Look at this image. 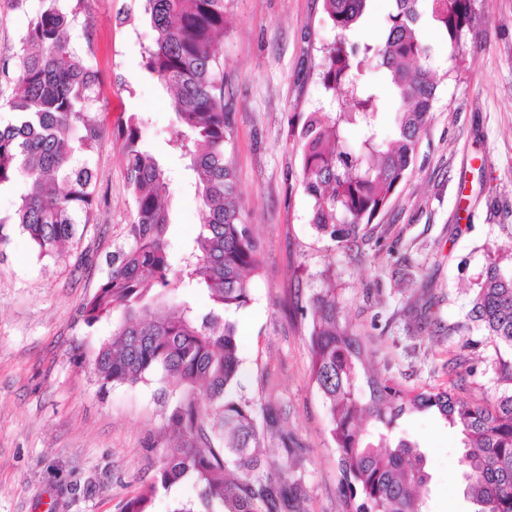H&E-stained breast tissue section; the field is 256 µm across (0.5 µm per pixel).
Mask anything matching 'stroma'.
<instances>
[{
    "instance_id": "1",
    "label": "stroma",
    "mask_w": 512,
    "mask_h": 512,
    "mask_svg": "<svg viewBox=\"0 0 512 512\" xmlns=\"http://www.w3.org/2000/svg\"><path fill=\"white\" fill-rule=\"evenodd\" d=\"M60 4L77 12L74 49L105 79L104 102L89 107L104 122L87 156L96 209L72 242L44 257L11 228L0 259V512H120L161 465L167 417L161 382L154 376L102 386L91 357L112 324L90 327L81 315L107 279L113 251L127 244L134 219L113 136L122 113L148 116L143 144L169 179L171 252L181 253L201 228L186 162L168 146L171 96L141 66L153 36L141 0ZM224 5V102L235 121L230 159L260 261L252 300L236 315L241 384L248 397L285 411L304 512H355L342 488L328 410L310 379L309 325L288 305L293 294L305 298L322 287L323 271L332 270L347 320L370 342L373 369L408 389L445 387L448 361L461 354L475 367L465 396H490L493 347H465L464 336L455 334L410 338L401 310L414 287L424 285L443 323L462 320L489 257L512 255V0H474L473 28L455 61L440 32L423 29L446 78L406 178L356 253L310 224L290 137L322 99L310 59L336 32L320 0ZM39 6V0H0V51L19 47ZM400 255L413 265L412 281L401 287L392 277ZM392 435L418 442L426 456V512H471L455 430L415 412L398 420Z\"/></svg>"
}]
</instances>
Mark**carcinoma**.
<instances>
[{"instance_id":"1","label":"carcinoma","mask_w":512,"mask_h":512,"mask_svg":"<svg viewBox=\"0 0 512 512\" xmlns=\"http://www.w3.org/2000/svg\"><path fill=\"white\" fill-rule=\"evenodd\" d=\"M144 2L155 36L142 67L173 93L171 143L189 159L202 228L173 268L165 172L142 147L143 115L130 113L115 133L134 201L130 242L112 253L110 274L82 316L91 327L120 313L112 338L92 354L102 384L132 385L155 375L176 400L166 418L171 439L161 449V466L121 512H152L157 496L184 480L196 488L197 500L178 499L170 512H297L304 496L301 479L290 476L292 462L271 464L262 454L269 434L288 444L282 411L258 405L239 380L233 316L251 301L260 265L227 157L234 118L219 78L224 0ZM321 2L337 34L312 67L330 109L309 113L294 143L310 223L351 251L404 179L437 97L441 78L421 22L440 31L454 58L472 28L474 0H393L382 37L371 42L348 38L369 0ZM72 18L59 0H40L21 47L0 53V70L15 67L21 87L5 101L15 121L0 126V187L26 185L12 219L0 220V250L10 223L39 255L52 254L95 213L93 171L80 155L92 151L102 133L88 104L104 78L71 46ZM324 279L328 285L296 302L293 312L308 320L311 381L328 410L343 486L360 497L357 512H423L421 489L429 476L418 443L370 436L406 413L426 411L462 435L460 463L473 512H512V269L491 260L463 320L448 325V333L478 332L494 348V392L485 401L462 395L457 384L409 390L371 372L365 340L345 319L332 275ZM190 288L204 294L207 310L188 299ZM427 296L423 287L410 295V311L420 321L428 320ZM448 373L463 382L474 367L458 355L448 361Z\"/></svg>"}]
</instances>
